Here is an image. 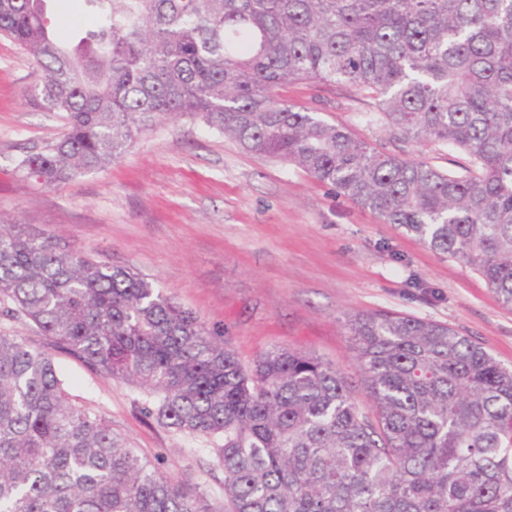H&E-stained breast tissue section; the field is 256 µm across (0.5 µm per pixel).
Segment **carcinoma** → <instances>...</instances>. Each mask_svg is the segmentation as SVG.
<instances>
[{
    "instance_id": "carcinoma-1",
    "label": "carcinoma",
    "mask_w": 512,
    "mask_h": 512,
    "mask_svg": "<svg viewBox=\"0 0 512 512\" xmlns=\"http://www.w3.org/2000/svg\"><path fill=\"white\" fill-rule=\"evenodd\" d=\"M44 2L0 0V36L67 120L18 160L22 180L101 171L191 116L461 260L512 307V0H86L100 23L80 54L46 37ZM294 81L337 84L394 139L462 160L379 150L282 98ZM0 317L139 388L145 416L213 441L224 469L217 507L1 332L0 512H512V368L446 323L348 317L365 409L335 366L272 348L247 369L155 281L25 224L0 226Z\"/></svg>"
}]
</instances>
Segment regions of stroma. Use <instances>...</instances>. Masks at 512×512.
I'll return each instance as SVG.
<instances>
[{
    "instance_id": "stroma-1",
    "label": "stroma",
    "mask_w": 512,
    "mask_h": 512,
    "mask_svg": "<svg viewBox=\"0 0 512 512\" xmlns=\"http://www.w3.org/2000/svg\"><path fill=\"white\" fill-rule=\"evenodd\" d=\"M58 36L96 29L83 0H47ZM44 72L0 38V223L26 224L82 252L148 275L192 310L243 364L274 347L312 354L360 385L347 314L389 311L448 323L512 366V309L482 277L292 166L244 152L200 120L162 119L105 170L56 188L15 174L18 159L56 140L65 121L35 104ZM289 102L349 127L359 138L435 166L457 155L391 141L367 124L364 104L339 86L302 81ZM49 353L73 399L98 408L115 433L170 478L191 475L224 498L213 442L158 425L135 386L91 370L30 322L0 318V331Z\"/></svg>"
}]
</instances>
